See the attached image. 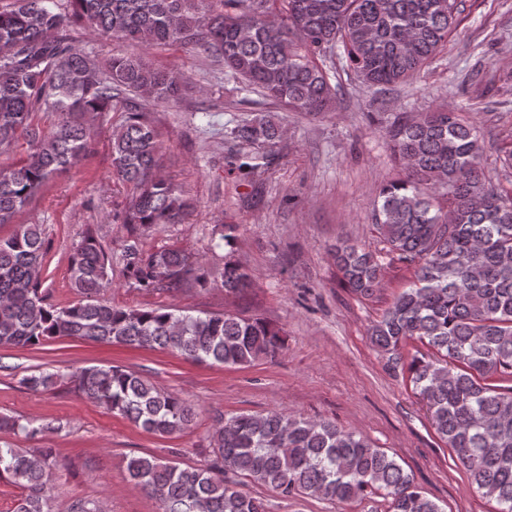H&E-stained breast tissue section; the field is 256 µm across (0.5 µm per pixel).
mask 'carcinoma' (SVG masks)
<instances>
[{
    "mask_svg": "<svg viewBox=\"0 0 512 512\" xmlns=\"http://www.w3.org/2000/svg\"><path fill=\"white\" fill-rule=\"evenodd\" d=\"M13 0L0 10V153L19 138L25 158L0 167V224L26 207L57 171L87 153L90 118L112 101L129 117L112 133V167L136 186L123 223L148 230L177 224L188 208L159 172L160 146L142 102H168L183 73L152 65L146 55L114 54L101 64L67 33L74 23L110 41L147 50L156 45L204 49L233 77L272 105L297 112L331 109L335 88L325 60L343 57L365 85L391 89L419 73L448 44L460 20L457 0ZM36 112H57L48 132ZM243 149L240 173L262 167L282 137L268 115L233 127ZM390 148L404 177L385 185L372 219L386 254L414 266L412 285L397 295L369 335L393 371H405L427 407L439 439L451 448L472 487L512 512V193L485 178L478 130L461 112L438 108L395 129ZM41 225L22 224L0 239V346L30 347L59 337L170 350L198 364L245 366L284 348L282 331L232 314L193 316L172 308L131 309L99 299L111 282L108 252L87 233L70 259L71 287L88 299L65 308L45 303L40 275ZM345 285L362 298L381 291L380 257L339 243L333 250ZM125 268L140 288L206 283L203 265L178 249L144 252L138 238L124 248ZM247 275L224 264V290ZM410 341L432 354L405 352ZM80 395L147 432L168 436L193 422V405L119 366L71 373ZM61 375L39 372L21 383L38 391ZM213 458L182 467L133 457L129 478L163 512H266L260 498L237 490L228 472L286 499L307 496L350 504L379 493L389 512H442L394 456L326 420L270 411L218 418ZM45 429L0 415V431L34 439ZM67 470L55 449L0 444V480L23 487L14 512H49V493Z\"/></svg>",
    "mask_w": 512,
    "mask_h": 512,
    "instance_id": "1",
    "label": "carcinoma"
}]
</instances>
